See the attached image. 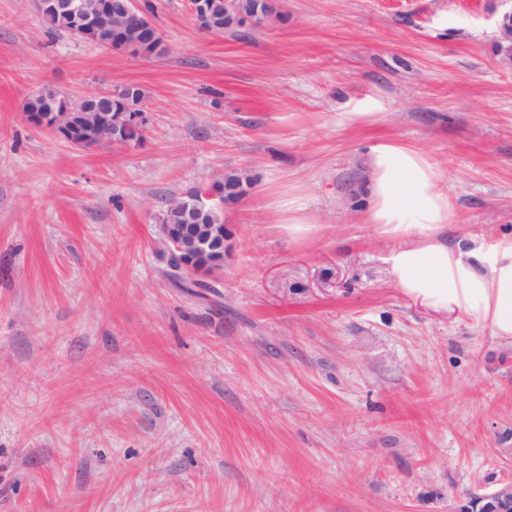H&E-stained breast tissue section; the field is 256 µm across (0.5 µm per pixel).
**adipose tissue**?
Masks as SVG:
<instances>
[{"mask_svg":"<svg viewBox=\"0 0 512 512\" xmlns=\"http://www.w3.org/2000/svg\"><path fill=\"white\" fill-rule=\"evenodd\" d=\"M368 177L364 221L400 239L387 263L402 295L438 314L467 315L512 344V237L473 246L440 241L455 211L434 164L415 147H371Z\"/></svg>","mask_w":512,"mask_h":512,"instance_id":"ef3b65f1","label":"adipose tissue"}]
</instances>
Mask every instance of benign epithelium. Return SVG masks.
<instances>
[{"label":"benign epithelium","mask_w":512,"mask_h":512,"mask_svg":"<svg viewBox=\"0 0 512 512\" xmlns=\"http://www.w3.org/2000/svg\"><path fill=\"white\" fill-rule=\"evenodd\" d=\"M36 8L44 16L54 17L88 42L101 39L106 31H112V18H129L138 8L137 0H96L94 9L88 10L85 0H35ZM126 44V52L144 55L139 32L124 26L120 29ZM44 107L27 113L29 123L49 130L70 143L106 136L113 143L121 142L122 126L115 123L110 111H83L79 102H92L110 98L112 93H91L74 99L54 88L39 92ZM224 206V186L217 183L196 191L186 203L189 211L202 217L217 207ZM159 233L167 246L169 257L179 268L191 275L202 263L224 260V225L200 224L190 228L181 224H161ZM482 506L486 512H512V482L501 483L492 490L470 498L453 502L449 512H469Z\"/></svg>","instance_id":"7a95c632"}]
</instances>
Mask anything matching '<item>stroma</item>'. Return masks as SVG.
Instances as JSON below:
<instances>
[{"mask_svg":"<svg viewBox=\"0 0 512 512\" xmlns=\"http://www.w3.org/2000/svg\"><path fill=\"white\" fill-rule=\"evenodd\" d=\"M150 3L165 51L139 57L0 0V512H448L512 480V344L404 297L350 201L405 144L448 244L512 235V0H278L221 35ZM127 84L140 141L26 118ZM227 171L252 185L203 301L158 224Z\"/></svg>","mask_w":512,"mask_h":512,"instance_id":"35a3bbf8","label":"stroma"}]
</instances>
